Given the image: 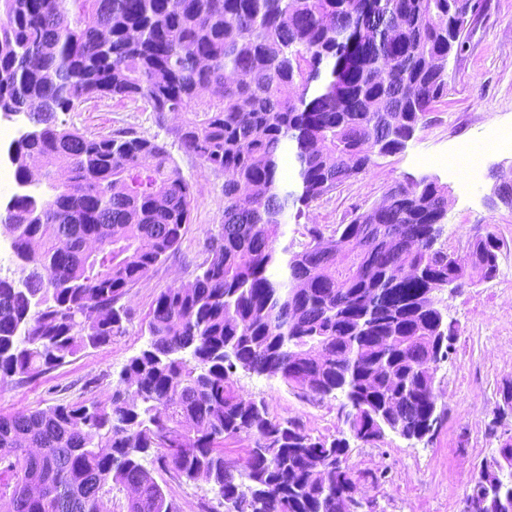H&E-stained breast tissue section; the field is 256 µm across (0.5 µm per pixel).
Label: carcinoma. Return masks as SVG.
Wrapping results in <instances>:
<instances>
[{"mask_svg": "<svg viewBox=\"0 0 512 512\" xmlns=\"http://www.w3.org/2000/svg\"><path fill=\"white\" fill-rule=\"evenodd\" d=\"M483 0H0V109L29 113L14 178L42 161L52 194L15 195L0 235L25 276L0 277V381L28 382L126 332L127 290L177 250L192 186L166 146L131 128L90 137L57 123L94 98L141 102L204 171L222 173L218 234L194 281L160 293L150 341L106 402L0 414L8 512H174L142 463L206 478L225 512H344L357 491L349 439L433 437L435 374L455 325L451 282L494 278L488 231L459 256L438 245L448 188L398 183L325 235L281 246L283 217L400 153L448 95ZM204 92L209 105L195 108ZM295 145L299 190L280 165ZM58 168L67 178L54 181ZM279 377L340 401L349 437L313 436L242 398L235 374ZM253 441L243 467L224 442ZM465 512H512V442ZM135 487L112 509V491Z\"/></svg>", "mask_w": 512, "mask_h": 512, "instance_id": "obj_1", "label": "carcinoma"}]
</instances>
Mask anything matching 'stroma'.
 I'll return each mask as SVG.
<instances>
[{"mask_svg": "<svg viewBox=\"0 0 512 512\" xmlns=\"http://www.w3.org/2000/svg\"><path fill=\"white\" fill-rule=\"evenodd\" d=\"M433 117L403 152L379 159L377 166L312 203L304 216L289 218L284 227L289 240L302 239L309 224L333 230L380 203L391 186L430 176L448 188L443 239L449 252L465 254L488 228L501 242L492 280H468L461 288L437 294L439 308L458 329L453 350L436 373L438 405L447 414L439 433L417 441L389 431L377 444L351 445L347 464L360 475L359 489L376 502L378 512H461L482 464L497 455L502 438L512 435V417L499 413L500 388L512 380V208L490 201L491 168L512 165V150L489 154L468 198L446 168L430 162L459 144L512 128V0H487L484 14L467 34L464 51L448 63V96ZM57 118L92 137L130 127L166 144L193 186L192 222L179 250L123 297L131 312L125 334L78 353L66 365L30 382H0L4 414L76 400H108L122 366L148 343L146 322L156 297L193 281L207 257L205 241L222 222L224 176L201 171L197 160L180 149L171 130L182 123V116H166L160 126L152 113L131 101L102 98L78 103ZM236 379L240 395L264 400L273 417L298 420L315 436H338L345 430L337 400H308L277 378L240 373ZM144 465L176 512H210L217 507L207 481L175 480L151 456Z\"/></svg>", "mask_w": 512, "mask_h": 512, "instance_id": "1", "label": "stroma"}]
</instances>
